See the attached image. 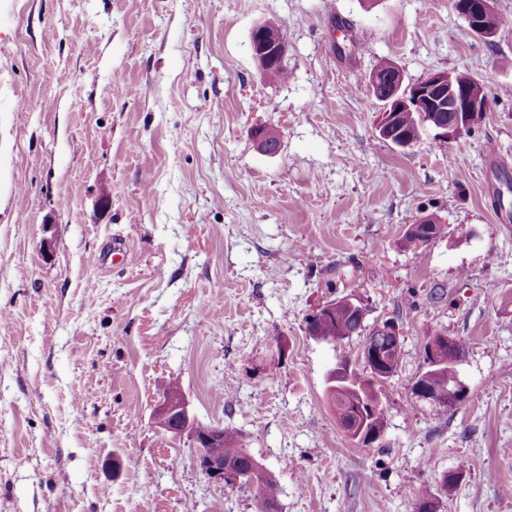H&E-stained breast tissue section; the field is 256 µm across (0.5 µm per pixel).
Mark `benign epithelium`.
<instances>
[{
  "mask_svg": "<svg viewBox=\"0 0 512 512\" xmlns=\"http://www.w3.org/2000/svg\"><path fill=\"white\" fill-rule=\"evenodd\" d=\"M494 0H451L452 9L467 21L470 30L479 38L486 39L484 20L495 13ZM288 44L283 38L279 24L268 21L257 25L252 33V55L259 70L277 57H285ZM371 91H380L378 101L382 103L377 121V131L381 139L406 149L412 143L404 140H393L392 130L397 124L401 113L415 110L427 113L432 127L443 131L445 136H457L465 131L474 119L485 111L488 105V92L484 83L472 77L466 84L455 83L449 72H433L417 83L405 82L403 72L396 65L384 71L374 69L369 76ZM448 112V121L441 119V113ZM468 397V387L457 382V388L448 391V409L459 408ZM159 411L170 415H179V422L163 429V432L174 437H187L193 447L212 440V437L200 435L196 430V419L185 397L177 400L163 399ZM196 470L206 479L221 485H232L238 482L236 475L224 468L220 459L202 460L194 456Z\"/></svg>",
  "mask_w": 512,
  "mask_h": 512,
  "instance_id": "benign-epithelium-1",
  "label": "benign epithelium"
}]
</instances>
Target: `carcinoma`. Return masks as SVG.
Here are the masks:
<instances>
[{
  "label": "carcinoma",
  "mask_w": 512,
  "mask_h": 512,
  "mask_svg": "<svg viewBox=\"0 0 512 512\" xmlns=\"http://www.w3.org/2000/svg\"><path fill=\"white\" fill-rule=\"evenodd\" d=\"M427 122L420 113H406L396 128L397 136L420 139ZM364 330L363 322L341 301H336L334 312L328 316L307 322L310 336H321L323 339L336 338L347 340L358 336ZM365 339L386 359L384 369L398 371L403 364V351L392 347L390 336L370 329ZM467 345L458 338L452 346L441 351L438 364L426 370L433 385L441 390L455 385L458 376V365L465 357ZM382 373L377 367L370 368L368 378L353 376L351 388L328 397L334 412L342 413L349 420H354L358 404L366 400L371 403L368 411L369 426L384 432L386 427L387 409L377 396L375 383L380 381ZM197 452L207 455H219L224 458V466L233 470L239 477V487H248L254 492L256 512H277L278 484L266 475L263 465L244 448L241 435L232 428H224V438L213 448H199ZM458 478L445 473L437 485H422L415 492L417 512H437L439 498L449 495L456 487Z\"/></svg>",
  "instance_id": "obj_1"
}]
</instances>
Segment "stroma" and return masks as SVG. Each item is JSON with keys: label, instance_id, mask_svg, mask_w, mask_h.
Listing matches in <instances>:
<instances>
[{"label": "stroma", "instance_id": "stroma-1", "mask_svg": "<svg viewBox=\"0 0 512 512\" xmlns=\"http://www.w3.org/2000/svg\"><path fill=\"white\" fill-rule=\"evenodd\" d=\"M266 21L286 32L279 83L252 57ZM383 61L409 83L468 71L490 109L398 148L365 84ZM505 174L512 26L485 42L450 0H0V512H255L155 428L173 381L241 434L279 512H413L446 472L438 512H512ZM429 215L444 233L408 248ZM343 296L365 328L402 327L370 447L326 399L336 355L363 371L362 337L336 352L306 331ZM441 333L467 344L445 414L411 393ZM458 478L453 474L445 473L436 486L422 485L415 492L417 512H436L440 498L448 496L456 487Z\"/></svg>", "mask_w": 512, "mask_h": 512}]
</instances>
